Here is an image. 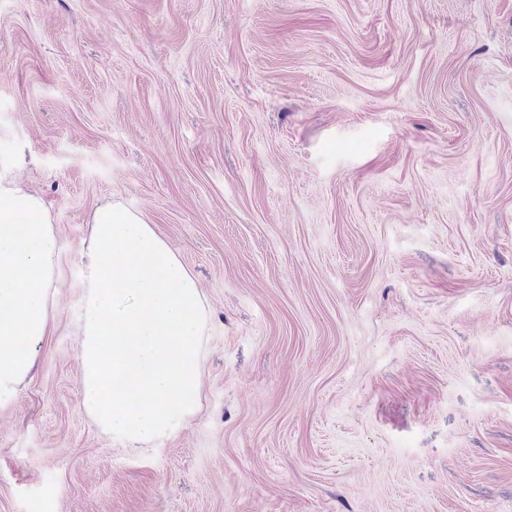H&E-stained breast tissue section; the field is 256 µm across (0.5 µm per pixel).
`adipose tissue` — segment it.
Listing matches in <instances>:
<instances>
[{"mask_svg":"<svg viewBox=\"0 0 512 512\" xmlns=\"http://www.w3.org/2000/svg\"><path fill=\"white\" fill-rule=\"evenodd\" d=\"M52 214L21 178L0 176V401L30 373L59 306ZM79 386L86 417L143 448L201 408L210 310L188 267L138 213L107 202L88 220Z\"/></svg>","mask_w":512,"mask_h":512,"instance_id":"adipose-tissue-1","label":"adipose tissue"}]
</instances>
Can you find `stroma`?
Wrapping results in <instances>:
<instances>
[{"instance_id": "35a3bbf8", "label": "stroma", "mask_w": 512, "mask_h": 512, "mask_svg": "<svg viewBox=\"0 0 512 512\" xmlns=\"http://www.w3.org/2000/svg\"><path fill=\"white\" fill-rule=\"evenodd\" d=\"M0 172L60 256L0 512H512V0H0ZM108 201L210 303L145 451L81 405Z\"/></svg>"}]
</instances>
